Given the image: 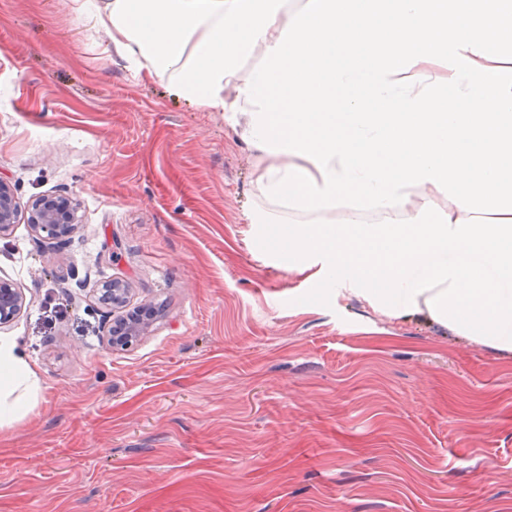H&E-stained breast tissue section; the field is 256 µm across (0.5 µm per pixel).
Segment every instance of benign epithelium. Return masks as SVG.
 Here are the masks:
<instances>
[{"label": "benign epithelium", "mask_w": 512, "mask_h": 512, "mask_svg": "<svg viewBox=\"0 0 512 512\" xmlns=\"http://www.w3.org/2000/svg\"><path fill=\"white\" fill-rule=\"evenodd\" d=\"M20 202L15 187L0 179V238L10 233L16 223ZM31 230L44 240L56 243L71 239L81 223L78 199L67 195L44 194L37 198L27 213ZM127 288L122 280H112V287L101 289L102 303L116 311L126 306ZM26 295L7 280L0 279V328L10 324L26 306ZM150 322H136L125 315L113 319L112 336H125L131 343L144 334Z\"/></svg>", "instance_id": "benign-epithelium-1"}]
</instances>
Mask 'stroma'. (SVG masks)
<instances>
[{
	"instance_id": "1",
	"label": "stroma",
	"mask_w": 512,
	"mask_h": 512,
	"mask_svg": "<svg viewBox=\"0 0 512 512\" xmlns=\"http://www.w3.org/2000/svg\"><path fill=\"white\" fill-rule=\"evenodd\" d=\"M106 47L70 0H0V178L83 216L0 240L27 296L0 337L43 384L0 429V512H512V354L290 270L221 115ZM112 279L164 308L127 348ZM80 212L78 199L61 194H44L32 203L27 213V223L44 240L66 242L81 224ZM126 284L122 280H112V288H102L100 300L102 303L112 309V312L126 306L127 298Z\"/></svg>"
}]
</instances>
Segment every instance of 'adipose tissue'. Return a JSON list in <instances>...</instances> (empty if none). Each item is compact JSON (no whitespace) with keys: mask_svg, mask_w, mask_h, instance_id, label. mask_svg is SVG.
<instances>
[{"mask_svg":"<svg viewBox=\"0 0 512 512\" xmlns=\"http://www.w3.org/2000/svg\"><path fill=\"white\" fill-rule=\"evenodd\" d=\"M113 57L222 113L297 273L512 353V0H71ZM42 381L0 339V427Z\"/></svg>","mask_w":512,"mask_h":512,"instance_id":"obj_1","label":"adipose tissue"}]
</instances>
